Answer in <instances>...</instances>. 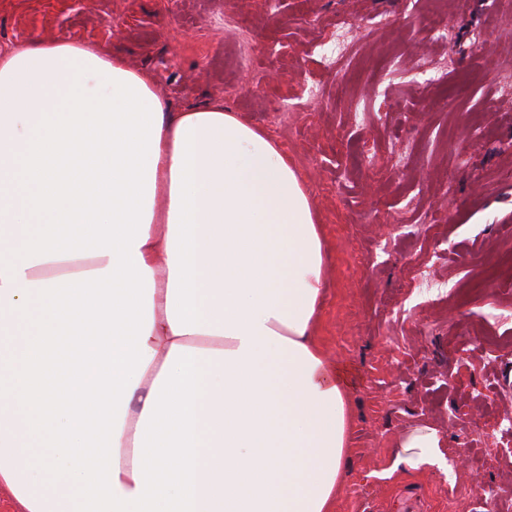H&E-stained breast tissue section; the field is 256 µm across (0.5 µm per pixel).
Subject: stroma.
Instances as JSON below:
<instances>
[{
  "label": "stroma",
  "mask_w": 512,
  "mask_h": 512,
  "mask_svg": "<svg viewBox=\"0 0 512 512\" xmlns=\"http://www.w3.org/2000/svg\"><path fill=\"white\" fill-rule=\"evenodd\" d=\"M345 18L331 69L317 46ZM55 37L287 154L324 241L318 340L348 384L336 512H448L462 489L464 512H512V0H0V49ZM421 426L451 472L392 471Z\"/></svg>",
  "instance_id": "obj_1"
}]
</instances>
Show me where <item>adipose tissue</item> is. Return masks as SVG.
Wrapping results in <instances>:
<instances>
[{
	"instance_id": "1",
	"label": "adipose tissue",
	"mask_w": 512,
	"mask_h": 512,
	"mask_svg": "<svg viewBox=\"0 0 512 512\" xmlns=\"http://www.w3.org/2000/svg\"><path fill=\"white\" fill-rule=\"evenodd\" d=\"M280 146L70 39L0 51V485L20 512H334L348 391ZM435 429L396 465L447 468Z\"/></svg>"
}]
</instances>
